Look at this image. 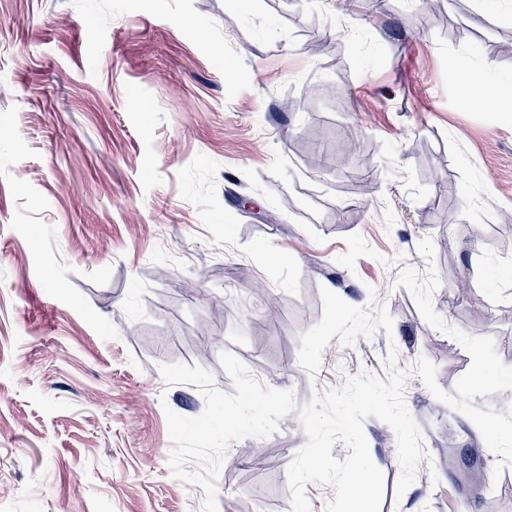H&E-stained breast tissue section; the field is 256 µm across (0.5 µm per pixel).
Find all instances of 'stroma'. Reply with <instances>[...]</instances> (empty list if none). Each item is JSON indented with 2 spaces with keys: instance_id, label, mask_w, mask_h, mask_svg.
Listing matches in <instances>:
<instances>
[{
  "instance_id": "35a3bbf8",
  "label": "stroma",
  "mask_w": 512,
  "mask_h": 512,
  "mask_svg": "<svg viewBox=\"0 0 512 512\" xmlns=\"http://www.w3.org/2000/svg\"><path fill=\"white\" fill-rule=\"evenodd\" d=\"M444 4L0 0V512H292L300 407L392 352L430 459L397 495L365 421L380 512H512L411 373L450 393L470 356L397 284L435 269L438 316L512 366V92L452 75L512 81V0Z\"/></svg>"
}]
</instances>
